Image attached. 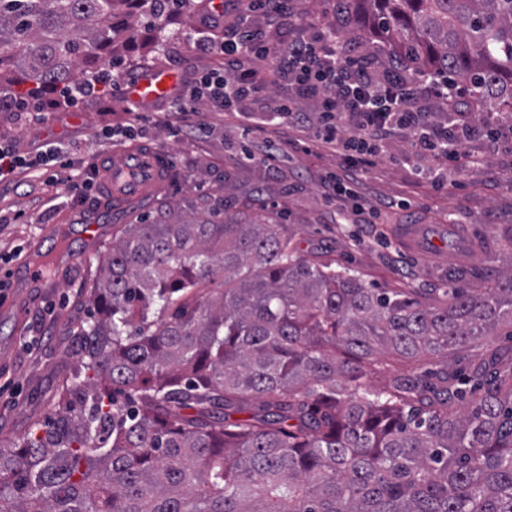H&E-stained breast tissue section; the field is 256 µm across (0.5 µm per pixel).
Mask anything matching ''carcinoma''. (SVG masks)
<instances>
[{
  "mask_svg": "<svg viewBox=\"0 0 512 512\" xmlns=\"http://www.w3.org/2000/svg\"><path fill=\"white\" fill-rule=\"evenodd\" d=\"M409 79L512 112V0H336ZM186 0H0V84L68 89ZM80 328L79 410L0 448V512H512V347L374 386L363 360L512 336V273L424 299L203 208L118 230ZM109 383L134 405L105 401Z\"/></svg>",
  "mask_w": 512,
  "mask_h": 512,
  "instance_id": "carcinoma-1",
  "label": "carcinoma"
}]
</instances>
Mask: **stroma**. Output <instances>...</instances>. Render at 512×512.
<instances>
[{
  "label": "stroma",
  "instance_id": "35a3bbf8",
  "mask_svg": "<svg viewBox=\"0 0 512 512\" xmlns=\"http://www.w3.org/2000/svg\"><path fill=\"white\" fill-rule=\"evenodd\" d=\"M191 0L188 13L168 19L161 34L139 24V35L120 66V79L174 67L184 83L217 68L219 58L194 43L196 30L212 40L238 22L240 0ZM290 13L270 30L280 45L314 35L334 22V0H292ZM475 133L464 146L482 164H463L448 174L447 189L429 179L437 162L416 155L407 133L398 132L381 147L372 165L353 184L368 204L406 200L382 224L361 223L349 204L329 207V173L343 159L314 148L318 115L312 99L302 100L306 120L295 126L249 127L242 112H225L212 101L196 102L194 112L175 117L169 103L144 112L130 124L126 104L104 89L72 108L0 112V145L33 160L9 185L0 184V269L26 255L44 266L41 280L17 273L0 284V443L16 445L52 425L66 410L62 389L78 361L77 332L93 311L91 288L112 245V228L136 224L174 207L188 218L196 205H220L225 217L241 222L269 220L288 225L305 256L349 269L371 288L416 291L426 297L442 289L481 288L512 270V114L472 103ZM111 138H103L104 130ZM159 149L169 157L168 181L138 201L117 204L102 196L69 191L67 179L93 173L114 151L130 146ZM57 149L68 168L45 170L35 160ZM274 153L273 165L246 160V151ZM99 225L95 242L80 237L76 222ZM419 225L418 246L402 241L399 229Z\"/></svg>",
  "mask_w": 512,
  "mask_h": 512
}]
</instances>
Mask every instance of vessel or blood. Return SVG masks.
Returning a JSON list of instances; mask_svg holds the SVG:
<instances>
[{
    "mask_svg": "<svg viewBox=\"0 0 512 512\" xmlns=\"http://www.w3.org/2000/svg\"><path fill=\"white\" fill-rule=\"evenodd\" d=\"M180 82L179 71L163 68L122 83L120 92L125 102L133 105L158 104ZM169 173V159L160 151L138 147L117 150L105 165L102 193L116 202H132L165 183Z\"/></svg>",
    "mask_w": 512,
    "mask_h": 512,
    "instance_id": "1",
    "label": "vessel or blood"
}]
</instances>
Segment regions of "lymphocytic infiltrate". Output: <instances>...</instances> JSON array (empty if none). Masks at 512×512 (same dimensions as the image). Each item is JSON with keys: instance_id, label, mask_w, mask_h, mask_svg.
I'll return each instance as SVG.
<instances>
[{"instance_id": "obj_1", "label": "lymphocytic infiltrate", "mask_w": 512, "mask_h": 512, "mask_svg": "<svg viewBox=\"0 0 512 512\" xmlns=\"http://www.w3.org/2000/svg\"><path fill=\"white\" fill-rule=\"evenodd\" d=\"M271 0H245L241 24L227 29L222 43L201 41L202 49L223 56L224 67L203 73L189 91L190 99L209 98L229 107L243 105L263 91L255 61L271 60L278 78L292 79L296 95L274 101L263 113L265 121L295 120L302 114L301 100L312 97L321 117V140L346 151L352 164H369L372 137L400 129L407 132L419 153L456 163L472 133L471 113L460 105L455 83L427 94L401 83L391 69L380 68L364 54L349 53L336 45L332 32L278 47L253 13L276 17ZM432 112H444L443 125L429 122Z\"/></svg>"}]
</instances>
